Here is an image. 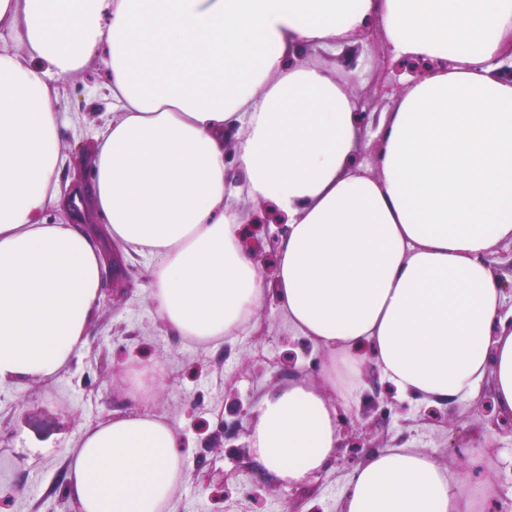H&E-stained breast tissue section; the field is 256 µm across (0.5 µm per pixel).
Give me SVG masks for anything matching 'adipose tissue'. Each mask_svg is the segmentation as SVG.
Masks as SVG:
<instances>
[{
	"label": "adipose tissue",
	"instance_id": "ef3b65f1",
	"mask_svg": "<svg viewBox=\"0 0 512 512\" xmlns=\"http://www.w3.org/2000/svg\"><path fill=\"white\" fill-rule=\"evenodd\" d=\"M372 17L396 55L441 66L405 80L369 174L346 84L287 57L343 46ZM19 23L26 52L0 50V384L56 376L99 305V242L43 217L60 193L52 81L95 62L119 111L98 139L95 203L114 240L150 257L168 327L221 341L271 291L324 352L330 388L370 360L434 403L492 380L512 414V326L486 260L512 242V78L493 66L512 0H0V26ZM265 201L288 218L271 290L240 233L245 206ZM337 440L322 392L291 384L262 396L248 445L262 473L296 486ZM181 446L149 413L87 427L65 491L78 512H174ZM487 498L429 451L385 448L353 472L342 512H484Z\"/></svg>",
	"mask_w": 512,
	"mask_h": 512
}]
</instances>
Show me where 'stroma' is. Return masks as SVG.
I'll list each match as a JSON object with an SVG mask.
<instances>
[{
  "mask_svg": "<svg viewBox=\"0 0 512 512\" xmlns=\"http://www.w3.org/2000/svg\"><path fill=\"white\" fill-rule=\"evenodd\" d=\"M60 94L59 145L69 170L94 153L112 119V97L100 73L68 77ZM122 301H101L84 349L47 382L0 387V512H67L64 474L68 452L87 426L132 412L167 417L188 447L186 478L176 512H338L346 482L366 449L338 446L332 466L301 487L263 476L235 425L232 404L259 402L267 391L300 383L323 385L325 356L288 320L276 298H268L255 325L217 344L199 345L165 325L148 300L151 261L122 253ZM161 370L153 399H134L120 374L123 365ZM389 415L374 440L388 448H423L449 468L467 465L473 482L488 484L480 467L485 447L512 465V433L489 434L497 416L493 402L472 399L432 404L388 392Z\"/></svg>",
  "mask_w": 512,
  "mask_h": 512,
  "instance_id": "stroma-1",
  "label": "stroma"
}]
</instances>
